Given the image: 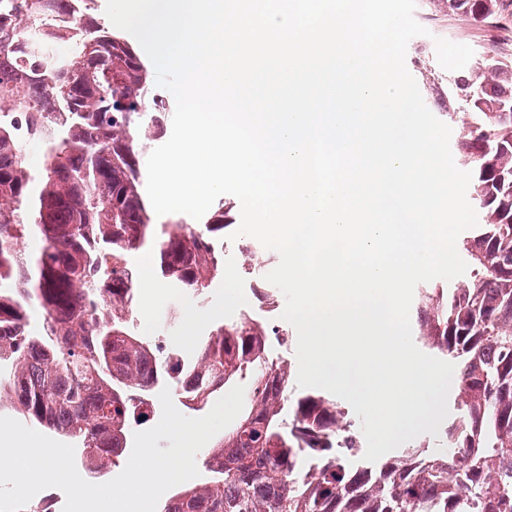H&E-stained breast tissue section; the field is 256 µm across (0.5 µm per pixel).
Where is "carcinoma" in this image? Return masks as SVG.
Returning <instances> with one entry per match:
<instances>
[{"label":"carcinoma","instance_id":"1","mask_svg":"<svg viewBox=\"0 0 512 512\" xmlns=\"http://www.w3.org/2000/svg\"><path fill=\"white\" fill-rule=\"evenodd\" d=\"M430 14L491 28L512 0H422ZM88 0H0V410L76 448L90 477L125 455L155 413L159 382L189 410L248 379V406L203 452L206 481L161 512H512V59L493 53L458 76L422 65L457 120V161L472 173L479 222L463 237L460 278L417 288L413 337L456 370L453 412L436 436L381 461L332 396L292 392L280 331L241 317L217 325L190 365L130 330L148 248L162 279L200 298L224 264V205L204 224L158 228L145 197L147 136L168 108L143 61L93 17ZM29 78L24 92L14 75ZM41 140L39 167L13 115ZM37 243L24 260L19 242Z\"/></svg>","mask_w":512,"mask_h":512}]
</instances>
